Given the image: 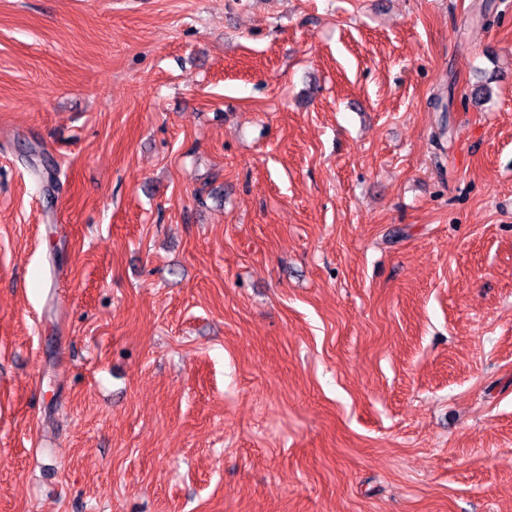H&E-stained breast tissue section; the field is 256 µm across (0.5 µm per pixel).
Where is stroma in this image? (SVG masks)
Listing matches in <instances>:
<instances>
[{
  "instance_id": "35a3bbf8",
  "label": "stroma",
  "mask_w": 512,
  "mask_h": 512,
  "mask_svg": "<svg viewBox=\"0 0 512 512\" xmlns=\"http://www.w3.org/2000/svg\"><path fill=\"white\" fill-rule=\"evenodd\" d=\"M0 512H512V0H0Z\"/></svg>"
}]
</instances>
